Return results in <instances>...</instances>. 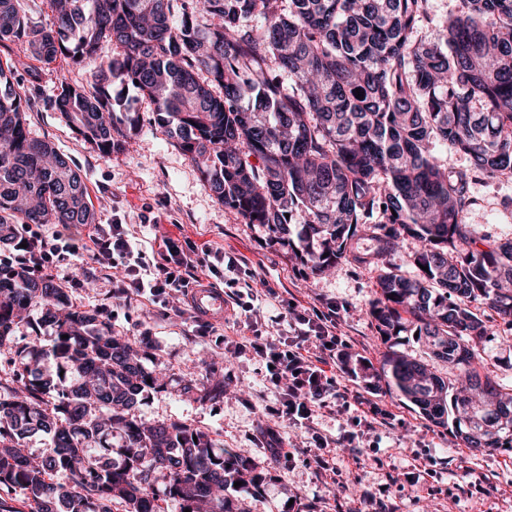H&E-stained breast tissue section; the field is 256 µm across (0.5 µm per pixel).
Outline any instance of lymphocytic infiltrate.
Listing matches in <instances>:
<instances>
[{"label":"lymphocytic infiltrate","mask_w":512,"mask_h":512,"mask_svg":"<svg viewBox=\"0 0 512 512\" xmlns=\"http://www.w3.org/2000/svg\"><path fill=\"white\" fill-rule=\"evenodd\" d=\"M18 236L26 246L16 261L26 269L49 274L68 256L89 258L103 272L109 270L113 258L120 257L126 265L123 276L112 282L113 297L145 296L163 306L168 305L170 296L187 295L190 286L215 275L214 260L221 255L220 250L208 246L184 247L179 238L165 234L157 238L158 260L148 268L139 256L137 237L121 224H89L81 232L67 226L48 233L25 228ZM290 315L291 337L273 343L257 333L235 337L233 345L238 350L251 349L268 365V380L279 389L274 415L304 427L332 401L348 399L347 391L327 372L343 340L336 333L335 313L313 316L294 309ZM313 341L318 342V351H311Z\"/></svg>","instance_id":"lymphocytic-infiltrate-1"}]
</instances>
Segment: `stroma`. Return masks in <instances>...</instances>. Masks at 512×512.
Instances as JSON below:
<instances>
[{"instance_id": "35a3bbf8", "label": "stroma", "mask_w": 512, "mask_h": 512, "mask_svg": "<svg viewBox=\"0 0 512 512\" xmlns=\"http://www.w3.org/2000/svg\"><path fill=\"white\" fill-rule=\"evenodd\" d=\"M85 80L84 70L56 61L18 70L13 84L30 100L32 134L52 141L80 169L99 223L128 225L143 239L144 261L152 264L158 256L141 226L157 220L159 233L201 248H221L230 258H247L244 271L220 265L214 287H223L229 278L244 279L249 271L271 287L254 300L251 311L226 313L223 323L205 328L182 297L164 308L141 298L119 300L112 296L111 282L86 278V261L68 257L58 262L53 281L65 289L72 305L98 313L115 334L143 349L148 370L163 375L165 389L145 394L134 414L152 423H185L208 433L225 458L248 459L254 483L225 490L236 512H288L292 501L301 512H512L511 450L471 452L450 430L431 424L384 385L370 381L388 348L369 314L378 296L375 271L341 264L327 274H314L288 248L269 241L262 227L245 223L220 204L174 140L154 125L152 103L135 88L126 91L141 119L134 148L101 154L50 105L60 82ZM469 193L475 204L466 223L493 241L512 238V179L477 180ZM291 301L311 310L341 304L338 331L348 337L349 346L336 360L337 380L393 414L365 432L357 448L341 440L353 427L352 412L322 411L309 430L269 415L278 392L267 382L263 363L252 352L224 344L247 322L263 337L278 341L288 333ZM480 314L489 338L475 351L495 381L512 386V326L489 308H481ZM54 336L53 328L20 324L11 341L0 345V374L14 368L18 348H47ZM189 379L201 387L223 384L224 394L212 401L183 394L181 385ZM271 429L284 457L270 455ZM314 430L335 440L331 451L341 475L334 485H327L309 463L316 451L310 439ZM425 461L429 473L410 482V473Z\"/></svg>"}]
</instances>
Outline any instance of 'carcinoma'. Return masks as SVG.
<instances>
[{"instance_id":"obj_1","label":"carcinoma","mask_w":512,"mask_h":512,"mask_svg":"<svg viewBox=\"0 0 512 512\" xmlns=\"http://www.w3.org/2000/svg\"><path fill=\"white\" fill-rule=\"evenodd\" d=\"M24 2L0 0V41L21 51L0 64L3 247L20 224L97 223L78 169L31 135L12 83L32 61L88 67L87 84H61L51 103L85 140L104 155L130 147L140 118L122 91L136 87L219 203L317 274L373 268L382 334L416 333L459 371L456 385L391 346L376 382L453 425L464 447L512 450L500 413L512 395L472 345L487 337L474 305L512 324V238L465 223L473 180L512 178V0H460L433 44L421 37L427 0H48L47 25ZM443 146L469 165L448 170ZM407 237L410 274L385 264ZM33 305L56 336L18 351L0 380V489L20 490L27 512H162L161 500L233 512L224 488L252 482L250 462L184 423L131 414L165 386L132 344L53 281L0 263V345ZM39 432L53 450L33 459L23 444Z\"/></svg>"}]
</instances>
